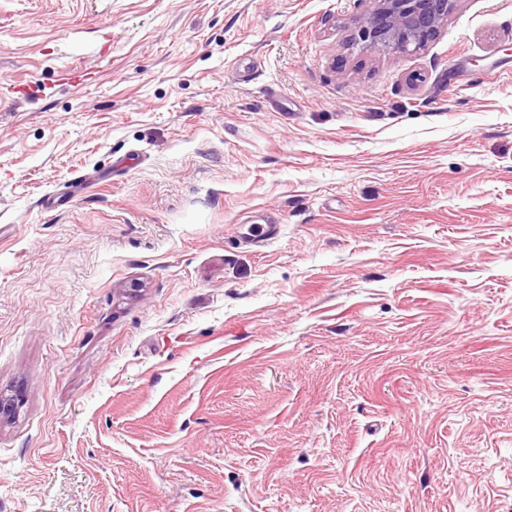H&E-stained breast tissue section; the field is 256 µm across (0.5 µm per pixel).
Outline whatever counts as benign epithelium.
I'll return each instance as SVG.
<instances>
[{
	"label": "benign epithelium",
	"mask_w": 512,
	"mask_h": 512,
	"mask_svg": "<svg viewBox=\"0 0 512 512\" xmlns=\"http://www.w3.org/2000/svg\"><path fill=\"white\" fill-rule=\"evenodd\" d=\"M456 0H373L358 33L369 50L417 51L433 39L448 21ZM22 394H0V418L16 414Z\"/></svg>",
	"instance_id": "1"
}]
</instances>
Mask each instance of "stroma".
<instances>
[{"mask_svg":"<svg viewBox=\"0 0 512 512\" xmlns=\"http://www.w3.org/2000/svg\"><path fill=\"white\" fill-rule=\"evenodd\" d=\"M371 7L0 0V512H512V0ZM358 33L369 50L417 51L448 21L456 0H373Z\"/></svg>","mask_w":512,"mask_h":512,"instance_id":"obj_1","label":"stroma"}]
</instances>
